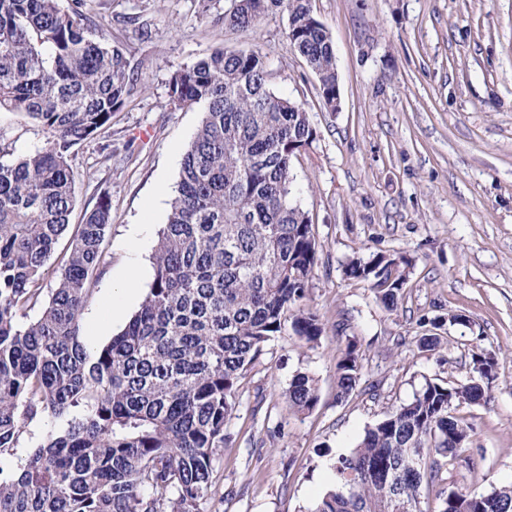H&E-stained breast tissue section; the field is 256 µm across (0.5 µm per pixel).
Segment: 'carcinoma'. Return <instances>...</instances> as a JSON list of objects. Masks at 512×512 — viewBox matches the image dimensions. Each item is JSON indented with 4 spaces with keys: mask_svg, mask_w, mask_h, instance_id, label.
Masks as SVG:
<instances>
[{
    "mask_svg": "<svg viewBox=\"0 0 512 512\" xmlns=\"http://www.w3.org/2000/svg\"><path fill=\"white\" fill-rule=\"evenodd\" d=\"M59 0H0V108L34 120L41 150L0 160V512H201L212 495L224 423L238 382L272 338L290 329L315 342L323 327L304 306L318 246L291 197L293 157L315 135L307 110L273 93L258 51L214 50L177 68L168 93L204 118L185 152L154 279L123 330L97 350L80 336L111 226L100 197L69 240L54 288L43 268L69 226L74 147L112 125L133 86L123 51L89 31ZM288 13V48L302 56L336 109L333 41L307 0H233L224 26L245 29L272 9ZM409 260L349 259L394 308ZM41 308L38 319L24 322ZM486 360L463 384L428 381L413 400L367 428L336 462V487L314 512H422L419 489L438 477L435 456L454 457L468 434L452 410L487 399ZM362 365L347 343L336 397L357 389ZM299 414L318 403L313 377L286 390ZM72 409L83 415L50 433L17 471L3 460L26 423ZM441 512H512V485L479 496L448 491Z\"/></svg>",
    "mask_w": 512,
    "mask_h": 512,
    "instance_id": "carcinoma-1",
    "label": "carcinoma"
}]
</instances>
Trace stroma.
<instances>
[{
    "label": "stroma",
    "mask_w": 512,
    "mask_h": 512,
    "mask_svg": "<svg viewBox=\"0 0 512 512\" xmlns=\"http://www.w3.org/2000/svg\"><path fill=\"white\" fill-rule=\"evenodd\" d=\"M230 0H85L94 35L125 53L134 89L112 125L71 157L75 204L84 220L101 195L112 201L103 272L82 324L102 315L113 289L138 267V293L154 277L153 254L167 222L200 107L175 106L168 80L216 49L256 50L270 87L301 104L315 130L292 161L293 200L318 243L306 303L324 332L314 343L285 331L239 381L236 410L211 475L205 512H313L336 483L335 464L367 427L413 400L425 381L456 385L473 360L493 358L488 402L456 411L470 438L438 479L421 489L423 512H441L449 489L481 494L512 485V0H311L332 37L339 101L327 108L305 60L288 49V15L275 11L248 30L225 28ZM40 126L0 108V151L15 159L41 149ZM144 223L140 237L132 229ZM411 259L397 307L349 279L350 257ZM461 315L465 324L453 323ZM436 322L441 342L419 339ZM356 340L359 389L336 398V364ZM300 372L319 401L296 414L284 396ZM67 417L28 423L6 464L16 469Z\"/></svg>",
    "instance_id": "35a3bbf8"
}]
</instances>
